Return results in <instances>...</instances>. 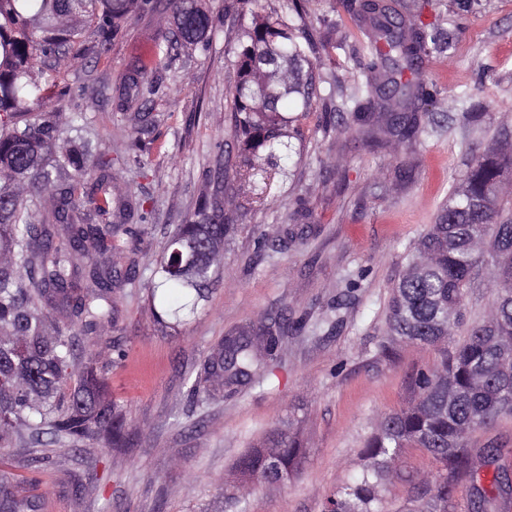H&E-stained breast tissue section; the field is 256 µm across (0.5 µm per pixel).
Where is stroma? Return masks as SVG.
I'll return each mask as SVG.
<instances>
[{"instance_id": "1", "label": "stroma", "mask_w": 512, "mask_h": 512, "mask_svg": "<svg viewBox=\"0 0 512 512\" xmlns=\"http://www.w3.org/2000/svg\"><path fill=\"white\" fill-rule=\"evenodd\" d=\"M233 0H208V42L174 46L147 104L116 109L130 64L171 29L163 8L137 13L102 56L69 51L45 60L64 75L73 105L99 115L93 145L109 149L114 181L144 199L145 232L121 267L135 276L120 294L117 324L100 341L107 390L122 408L120 448L22 433L11 471L27 472L28 451L47 449L44 512H229L225 484L234 463L276 427L294 426L309 450L303 472L285 486L253 487L247 512H322L327 496L356 472L381 415L414 397L411 376L437 353L389 335V284L406 246L432 224L437 207L468 169L473 153L512 144V0H389L402 17L429 24L451 48L423 57L433 132L423 142L371 151L345 133L325 131V114L347 122L369 41L360 0H302L321 46L311 61L318 102L303 120L302 162L258 207L231 204L224 167L236 149L225 134L235 81L240 20ZM477 113L463 124L460 115ZM148 127L163 143L150 170L134 164L130 129ZM224 203L235 224L224 242L223 274L194 317L158 323L146 285L169 233L195 221L200 203ZM311 318L289 337L282 362L263 384L201 402L190 395L200 361L224 336L264 318ZM438 470L423 449H403L383 492L386 512L411 507L415 486Z\"/></svg>"}]
</instances>
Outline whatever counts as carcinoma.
Masks as SVG:
<instances>
[{"mask_svg":"<svg viewBox=\"0 0 512 512\" xmlns=\"http://www.w3.org/2000/svg\"><path fill=\"white\" fill-rule=\"evenodd\" d=\"M148 0H0V450L22 430L50 427L69 442L120 446L125 422L108 399L96 354L77 368L75 337L98 343L117 319L118 292L131 271H118L112 241L138 236L129 224L137 204L112 183V157L92 154L85 135L94 115L71 108L57 80L42 77L48 52L66 47L105 53L137 2ZM242 34L235 47L229 137L234 167L224 170L244 194L262 204L299 151V133L315 98L305 24L288 14L261 13L253 0H235ZM184 45L213 30L207 0H166ZM372 58L364 66L351 121L343 132L375 149L416 142L428 134V93L403 80L418 60L442 51L423 23L391 10L370 12ZM160 35L129 69L125 89L149 102L170 63ZM511 153H476L461 183L448 194L436 221L405 250L406 264L391 284L386 324L391 335L438 349L439 359L415 377V397L378 418L361 451L362 466L326 499L325 512H384L380 488L404 448H423L439 470L416 488L408 512H448L456 476L469 475L473 512H489L495 497L481 484L478 458L494 467L492 487L512 496L503 449L470 446V436L500 417H512V218H502L501 182ZM201 219L178 224L147 283L153 316L177 326L195 315L218 282L223 256L191 257L200 239L224 240L232 229L224 209L199 205ZM488 269L494 293L481 320L466 322L468 290ZM466 326V338L448 348V336ZM288 324L259 321L224 337L206 356L191 395L211 399L272 374ZM307 449L291 430L272 429L263 444L235 464L237 484L227 498L239 503L255 484L278 487L300 474ZM43 496L17 488L0 473V512H41Z\"/></svg>","mask_w":512,"mask_h":512,"instance_id":"1","label":"carcinoma"}]
</instances>
